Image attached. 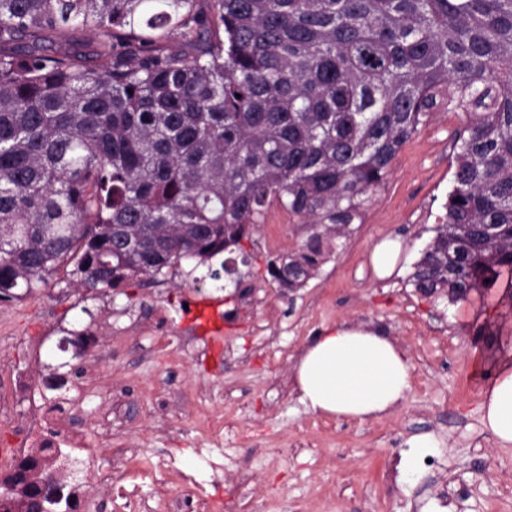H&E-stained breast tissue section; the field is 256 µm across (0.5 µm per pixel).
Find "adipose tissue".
<instances>
[{
    "instance_id": "1",
    "label": "adipose tissue",
    "mask_w": 512,
    "mask_h": 512,
    "mask_svg": "<svg viewBox=\"0 0 512 512\" xmlns=\"http://www.w3.org/2000/svg\"><path fill=\"white\" fill-rule=\"evenodd\" d=\"M299 398L312 411L350 420L379 418L411 389V364L400 345L365 324L325 328L292 368ZM481 421L501 446L512 445V350L494 362L492 381L481 389Z\"/></svg>"
}]
</instances>
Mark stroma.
<instances>
[{"mask_svg":"<svg viewBox=\"0 0 512 512\" xmlns=\"http://www.w3.org/2000/svg\"><path fill=\"white\" fill-rule=\"evenodd\" d=\"M461 127V115L437 110L399 151L361 223L294 293H282L268 263L304 234L274 207L233 252L232 277L210 279L206 266L185 260L101 291L76 287L61 270L33 293L0 301V392L19 372L39 385L62 373L83 456L112 473L111 485H92L80 512H165L174 499L180 512H223L229 500L235 512H512V446L484 430L471 375L473 350L512 348V292L451 305L407 282L444 213ZM278 221L283 242L271 248ZM387 237L404 250L380 279L369 255ZM201 300L221 315L216 332L193 318ZM343 323L383 330L411 360V390L386 417L325 416L293 389L302 350ZM75 333L95 348L59 351ZM422 435L435 447L412 454ZM186 473L204 497L184 487Z\"/></svg>","mask_w":512,"mask_h":512,"instance_id":"1","label":"stroma"}]
</instances>
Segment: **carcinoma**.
Instances as JSON below:
<instances>
[{"mask_svg":"<svg viewBox=\"0 0 512 512\" xmlns=\"http://www.w3.org/2000/svg\"><path fill=\"white\" fill-rule=\"evenodd\" d=\"M101 38L98 69L47 42ZM180 36L187 49L161 43ZM464 116L441 223L408 282L462 303L512 276V0H0V300L73 266L111 289L240 246L269 209L303 288L438 103ZM12 473L0 512H73Z\"/></svg>","mask_w":512,"mask_h":512,"instance_id":"carcinoma-1","label":"carcinoma"}]
</instances>
